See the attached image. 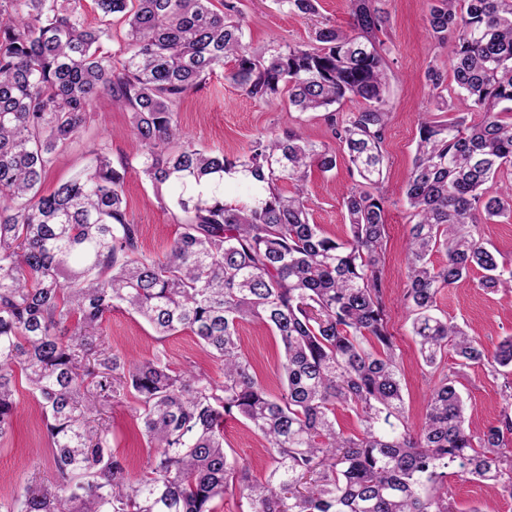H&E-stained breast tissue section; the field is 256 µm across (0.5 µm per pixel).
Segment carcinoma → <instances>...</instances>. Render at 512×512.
I'll list each match as a JSON object with an SVG mask.
<instances>
[{"instance_id": "cac0c4a2", "label": "carcinoma", "mask_w": 512, "mask_h": 512, "mask_svg": "<svg viewBox=\"0 0 512 512\" xmlns=\"http://www.w3.org/2000/svg\"><path fill=\"white\" fill-rule=\"evenodd\" d=\"M302 15L318 0H275ZM349 29L324 25L312 42L244 41L240 0H93L127 25L119 52L101 51L111 29L86 23L82 0H0V442L17 420V384L46 421L52 479L0 498V512H217L239 496L246 512H456L448 479L480 480L512 496V386L500 418L471 435L457 371L512 370V336L492 355L439 316L438 297L470 271L479 286L512 291V269L479 225L512 214V0H430L427 32L446 50L453 120L424 117L402 194L410 215L403 306L434 384L417 428L405 416L399 355L385 292L387 198L382 182L390 110L385 17L377 0H349ZM228 78L267 104L288 87L302 112L353 109L332 121L335 144L288 128L257 134L239 154L197 148L178 107L226 60ZM432 89L448 90L431 65ZM109 96L131 111L132 149L109 153L48 194L40 187L57 153ZM476 112L478 120H467ZM348 158L343 197L349 236L310 223L306 181ZM135 166L170 192L177 235L147 252L131 217L123 171ZM249 195L224 199L228 179ZM294 191L281 193L279 183ZM444 254L439 266L431 260ZM122 310L163 341L189 332L221 366L223 381L173 371L165 351L133 360L105 346L101 326ZM267 325L283 346L270 391L239 344L242 322ZM126 405L150 448L133 473L112 448L103 411ZM362 430L337 427L336 409ZM240 420L267 444L258 479L224 448V422Z\"/></svg>"}]
</instances>
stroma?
<instances>
[{
	"label": "stroma",
	"instance_id": "1",
	"mask_svg": "<svg viewBox=\"0 0 512 512\" xmlns=\"http://www.w3.org/2000/svg\"><path fill=\"white\" fill-rule=\"evenodd\" d=\"M387 17L379 37L384 41L387 71L390 75L388 97L390 118L386 133L388 164L384 189L388 202V236L385 245V282L389 306L388 327L399 347L403 360L401 373L407 416L410 425H418L429 396L431 377L418 353L411 334L410 321L402 306L406 288L404 244L409 231V213L402 200V188L412 167L417 125L425 112H436L435 93L425 73L432 62L447 66L446 53L430 41L427 33L429 0H380ZM244 14L245 41L261 50L273 44L309 42L316 27L330 24L341 28L350 21L349 0H319L316 16L307 17L278 7L274 0H241ZM86 127L64 150L42 185L52 191L56 184L90 165L91 151L106 146L113 164L130 151L131 113L114 106L111 99L99 97L87 106ZM180 123L198 148L221 150L235 155L246 148L258 133L293 127L317 143L331 142V131L319 112H302L290 106L287 95L281 94L267 105L255 103L227 79L225 70L211 75L205 85L190 91L180 110ZM354 182L345 163L338 161L328 173L312 171L307 181L310 218L325 232L338 237L346 235L342 195ZM125 193L129 211L140 224L146 249L156 251L176 235L177 226L164 210L152 186L136 170H128ZM481 270H472L467 277L445 291L438 308L442 315L462 324L476 336L487 351H495L505 336L512 335V300L496 292L479 288ZM106 345L133 358L151 356L164 349L170 367L182 371L187 366L207 370L213 380L222 375L215 363L202 352L194 336L183 333L158 341L154 331L141 319L115 311L102 324ZM242 349L253 361L257 373L270 390H277V373L281 345L276 336L262 324L245 323L240 328ZM508 375L491 372L486 366L459 369L457 388L466 402V424L473 435H480L486 426L495 423L501 414L502 389ZM19 418L15 432L0 447V496L23 493L34 473L51 476L53 461L48 449L45 425L34 400L19 392ZM112 430V447L127 455L135 469L145 468L149 450L141 438L135 437L125 405L117 404L108 411ZM225 447L246 463L254 477H263L270 465L263 442L243 422L229 420L224 424ZM448 496L457 512H512V497L493 494L480 481H449Z\"/></svg>",
	"mask_w": 512,
	"mask_h": 512
}]
</instances>
